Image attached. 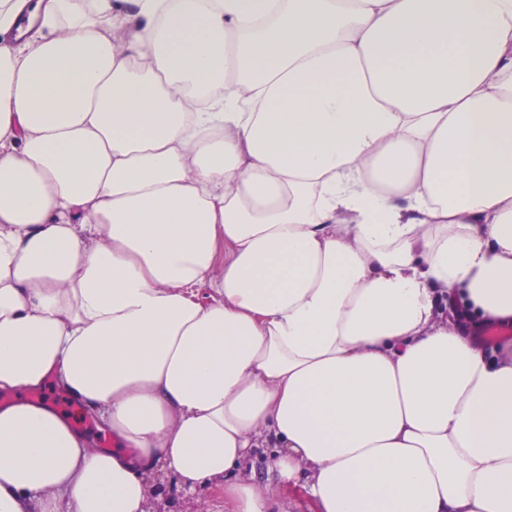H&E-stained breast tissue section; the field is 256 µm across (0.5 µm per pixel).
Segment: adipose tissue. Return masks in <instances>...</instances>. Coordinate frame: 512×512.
I'll return each mask as SVG.
<instances>
[{"instance_id":"ef3b65f1","label":"adipose tissue","mask_w":512,"mask_h":512,"mask_svg":"<svg viewBox=\"0 0 512 512\" xmlns=\"http://www.w3.org/2000/svg\"><path fill=\"white\" fill-rule=\"evenodd\" d=\"M448 297L512 320V0H0V512H512ZM197 507L203 512H224V497L214 487L198 488L188 495L173 477L158 481L156 491L149 501L151 512H195Z\"/></svg>"}]
</instances>
